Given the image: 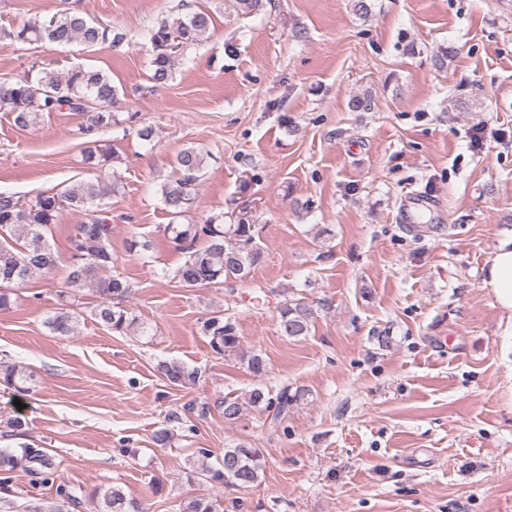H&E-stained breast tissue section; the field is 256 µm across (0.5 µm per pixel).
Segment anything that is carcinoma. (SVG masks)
<instances>
[{
    "label": "carcinoma",
    "instance_id": "carcinoma-1",
    "mask_svg": "<svg viewBox=\"0 0 512 512\" xmlns=\"http://www.w3.org/2000/svg\"><path fill=\"white\" fill-rule=\"evenodd\" d=\"M177 14L144 30L142 37L153 48L151 79L165 84L171 77L172 61L178 49L200 44L210 30L211 14L194 9L187 0H179ZM9 39L19 44L49 41L58 45L74 43L92 46L111 41L116 47L124 42L126 34L102 27L91 20L59 11L43 20H29L7 32ZM118 92L112 80L103 72L74 64L68 69H43L36 79L26 78L0 82V107H7L15 126L25 128L40 118L67 109L86 116L80 133L110 129L121 124L112 105ZM208 152L199 147L181 149L175 158L179 177L161 186V202L170 216L164 226L166 238L184 254L174 277L184 288H199L224 284L247 278L261 259L257 239L259 231L254 224L241 219L236 224L224 223V216H209L197 224H180L196 202L198 186L204 176ZM116 159L114 148L98 140L82 150V161L91 168H101ZM119 189V183L106 184L101 180H79L60 192L40 194L35 203L0 192V310L13 305L8 287L26 282L36 273H48L60 263V256L50 241L54 226L63 207L84 212L85 220L75 225L69 237L70 265L66 278L70 294L90 288L99 297L92 308L93 319L120 336L136 330L145 336L148 328L139 318L128 312L123 302L131 294L133 285L124 277L112 273V217L104 209L103 200ZM129 254L144 257L154 250V240L133 234L125 240ZM312 307L302 298H287L278 306V326L284 336L298 339L309 335L313 322ZM47 327L60 336H73L78 326L77 317L70 312H58L46 321ZM201 332L209 339L213 353L234 355L249 373L262 378L268 372L266 359L254 350L241 346L236 320L230 316L215 315L205 319ZM161 374L176 387L195 384L198 371L178 362H163ZM0 379L18 391L27 390L33 374L23 365H0ZM301 399V393L284 385L272 395L255 388L248 403L234 397L215 401L222 410L224 421L240 420L251 406L272 414L270 424L277 427ZM53 463L40 448L23 446L18 451H0V474L8 482L7 474L23 468L38 474L52 470ZM262 469L260 452L244 443L224 449L218 467L207 469L209 479L224 488H247L259 481ZM59 501L51 505L35 498L25 505L24 512H64L67 504L77 503V497L64 485H58ZM96 512H145L142 503L127 496L120 485H109L95 491ZM178 512H216V503L207 498H193L178 505Z\"/></svg>",
    "mask_w": 512,
    "mask_h": 512
}]
</instances>
